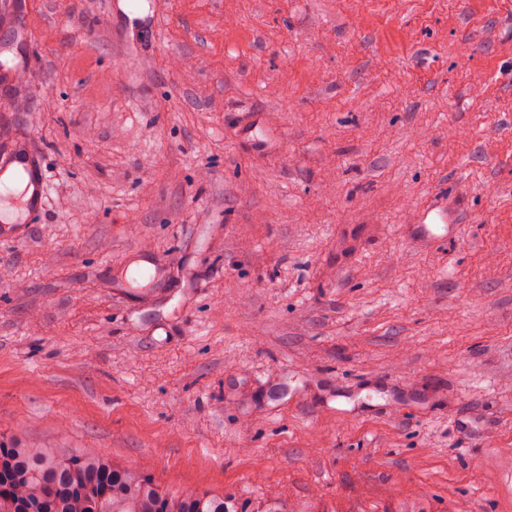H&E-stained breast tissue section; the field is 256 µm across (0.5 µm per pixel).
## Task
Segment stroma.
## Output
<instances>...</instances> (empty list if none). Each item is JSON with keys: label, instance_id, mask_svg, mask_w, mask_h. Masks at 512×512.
<instances>
[{"label": "stroma", "instance_id": "1", "mask_svg": "<svg viewBox=\"0 0 512 512\" xmlns=\"http://www.w3.org/2000/svg\"><path fill=\"white\" fill-rule=\"evenodd\" d=\"M50 190L0 442L285 512H512V0H28ZM480 434H473L471 424Z\"/></svg>", "mask_w": 512, "mask_h": 512}]
</instances>
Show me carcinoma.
<instances>
[{"instance_id":"carcinoma-1","label":"carcinoma","mask_w":512,"mask_h":512,"mask_svg":"<svg viewBox=\"0 0 512 512\" xmlns=\"http://www.w3.org/2000/svg\"><path fill=\"white\" fill-rule=\"evenodd\" d=\"M0 512H283L275 498L239 502L163 488L142 469L95 448H18L0 443Z\"/></svg>"}]
</instances>
